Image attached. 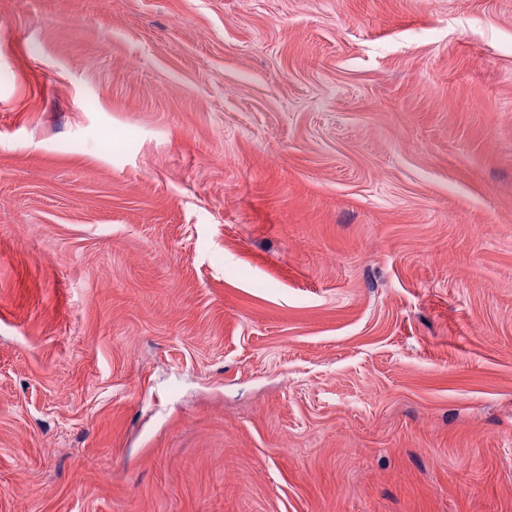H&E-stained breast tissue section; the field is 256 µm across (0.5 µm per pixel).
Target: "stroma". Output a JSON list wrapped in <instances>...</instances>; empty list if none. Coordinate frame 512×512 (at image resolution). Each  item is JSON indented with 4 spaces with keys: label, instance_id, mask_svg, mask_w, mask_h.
Here are the masks:
<instances>
[{
    "label": "stroma",
    "instance_id": "obj_1",
    "mask_svg": "<svg viewBox=\"0 0 512 512\" xmlns=\"http://www.w3.org/2000/svg\"><path fill=\"white\" fill-rule=\"evenodd\" d=\"M0 512H512V0H0Z\"/></svg>",
    "mask_w": 512,
    "mask_h": 512
}]
</instances>
